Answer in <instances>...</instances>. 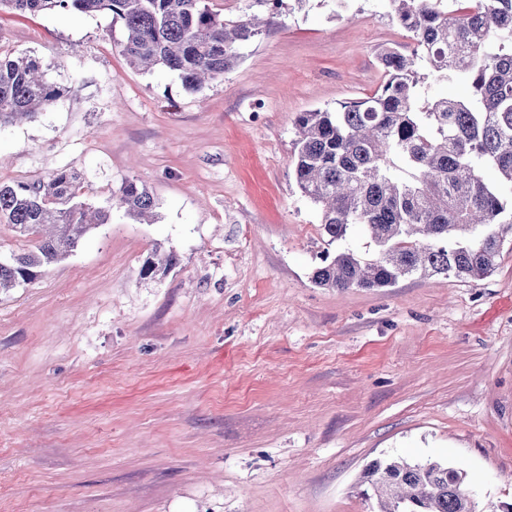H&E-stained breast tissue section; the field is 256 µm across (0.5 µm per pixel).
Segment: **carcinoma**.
<instances>
[{
    "mask_svg": "<svg viewBox=\"0 0 512 512\" xmlns=\"http://www.w3.org/2000/svg\"><path fill=\"white\" fill-rule=\"evenodd\" d=\"M393 19L413 49L384 51L386 81L367 97L334 110L299 113L294 121L293 175L321 212L326 248L312 282L322 288H389L411 276L452 275L479 281L498 266L504 234L512 235L499 183L512 187V0H390ZM15 13L108 14L121 21L129 66L161 67L197 92L239 60V48L261 34L252 16L226 20L206 0H0ZM462 80L467 99L432 98L428 79ZM70 89L44 77L39 63L0 51V126L34 119ZM112 197L136 221L156 200L124 181ZM111 211L82 199L79 174L59 169L32 183H0V223L30 239L0 258V296L34 280L107 224ZM354 235L363 252L330 247ZM179 264L156 248L142 272L162 278ZM463 471L436 461L369 464L362 483L378 512H471Z\"/></svg>",
    "mask_w": 512,
    "mask_h": 512,
    "instance_id": "1",
    "label": "carcinoma"
}]
</instances>
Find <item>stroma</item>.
Masks as SVG:
<instances>
[{"instance_id":"35a3bbf8","label":"stroma","mask_w":512,"mask_h":512,"mask_svg":"<svg viewBox=\"0 0 512 512\" xmlns=\"http://www.w3.org/2000/svg\"><path fill=\"white\" fill-rule=\"evenodd\" d=\"M389 0H283L223 78L130 67L106 14L0 11V48L72 92L0 128V181L70 169L112 220L0 297V512H377L375 460L512 504V242L477 282L320 288L294 120L372 95L410 52ZM156 219L114 205L125 180ZM179 266L150 279L155 247Z\"/></svg>"}]
</instances>
